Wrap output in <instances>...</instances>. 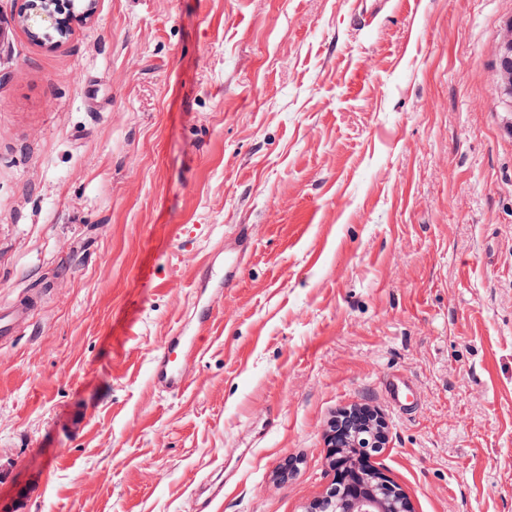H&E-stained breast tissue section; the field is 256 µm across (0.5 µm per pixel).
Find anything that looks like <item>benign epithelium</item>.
I'll use <instances>...</instances> for the list:
<instances>
[{
    "label": "benign epithelium",
    "instance_id": "7a95c632",
    "mask_svg": "<svg viewBox=\"0 0 512 512\" xmlns=\"http://www.w3.org/2000/svg\"><path fill=\"white\" fill-rule=\"evenodd\" d=\"M17 21L28 36L39 43L59 44L77 23L96 13L97 0H18ZM500 57L506 64L500 70L504 90L512 96V34L503 42ZM371 437L373 447L385 444L383 422L353 410L342 412L329 436L330 465L335 481L346 485L344 502H335L336 487L311 504L309 512H412L408 497L387 477L367 462L366 455H354L360 433Z\"/></svg>",
    "mask_w": 512,
    "mask_h": 512
}]
</instances>
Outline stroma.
<instances>
[{
    "mask_svg": "<svg viewBox=\"0 0 512 512\" xmlns=\"http://www.w3.org/2000/svg\"><path fill=\"white\" fill-rule=\"evenodd\" d=\"M16 9L0 512H307L354 407L414 512H512V0H98L56 46ZM192 336H171L163 355L156 361L153 380L156 386L170 393L180 392L187 383L184 372L177 369L179 354L194 347Z\"/></svg>",
    "mask_w": 512,
    "mask_h": 512,
    "instance_id": "stroma-1",
    "label": "stroma"
}]
</instances>
